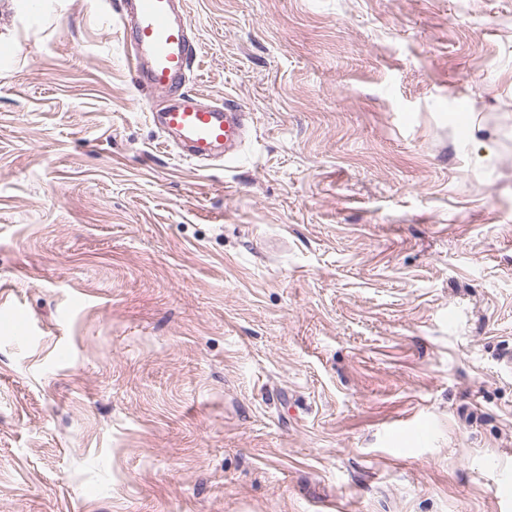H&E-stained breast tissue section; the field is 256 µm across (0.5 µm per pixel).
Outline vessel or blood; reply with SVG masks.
<instances>
[{"label":"vessel or blood","instance_id":"vessel-or-blood-1","mask_svg":"<svg viewBox=\"0 0 512 512\" xmlns=\"http://www.w3.org/2000/svg\"><path fill=\"white\" fill-rule=\"evenodd\" d=\"M121 19L133 84L168 100L162 111L151 113L152 122L186 158L235 162L246 114L234 104L208 103L186 90L196 43L182 0H123Z\"/></svg>","mask_w":512,"mask_h":512}]
</instances>
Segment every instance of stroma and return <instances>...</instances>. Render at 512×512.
Wrapping results in <instances>:
<instances>
[{
	"label": "stroma",
	"instance_id": "35a3bbf8",
	"mask_svg": "<svg viewBox=\"0 0 512 512\" xmlns=\"http://www.w3.org/2000/svg\"><path fill=\"white\" fill-rule=\"evenodd\" d=\"M187 3L0 0V512H512V0ZM182 3L123 1L122 38L131 53V79L135 86L167 96V106L150 112V118L183 156L234 163L246 132V112L231 103H206L203 95L184 89L196 43Z\"/></svg>",
	"mask_w": 512,
	"mask_h": 512
}]
</instances>
